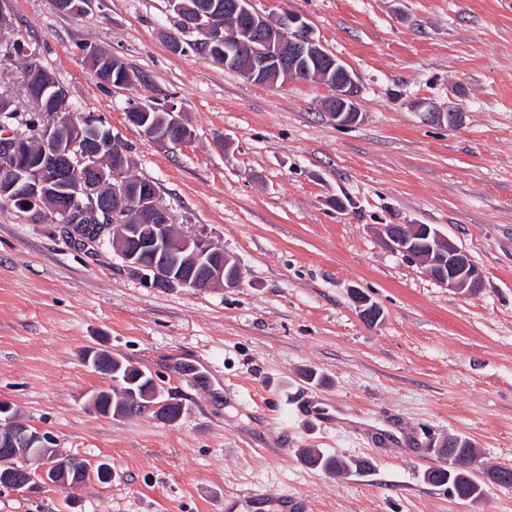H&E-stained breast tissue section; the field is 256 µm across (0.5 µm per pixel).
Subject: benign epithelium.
Segmentation results:
<instances>
[{"instance_id":"obj_1","label":"benign epithelium","mask_w":512,"mask_h":512,"mask_svg":"<svg viewBox=\"0 0 512 512\" xmlns=\"http://www.w3.org/2000/svg\"><path fill=\"white\" fill-rule=\"evenodd\" d=\"M177 4L187 30L199 33L212 43L224 41V53L215 57L220 65L229 63L236 53L246 48L248 57L241 74L257 84H275L296 80L302 73L316 82L329 86L333 94L327 99V112L339 126L359 121L357 84L349 69L313 37L308 24L289 11L283 12L274 23L249 8L251 0H229L224 10L195 9L184 13L183 3ZM148 112H130L127 120L143 134L166 147H183L191 139L188 127L173 110L163 125L149 121ZM426 122L455 126L459 113L450 109L441 112L429 109L423 113ZM73 130L66 149L70 172L59 174V168L23 169L18 160L24 147V136L4 128L0 134V171L11 174L3 194L63 195L68 199L65 208L42 207L29 211L34 224H55L65 238L84 239V225H95L98 237L108 240L112 250L125 266L137 272L152 288L206 289L215 285L236 288L241 283L237 260L200 236L175 230L170 213L159 205L158 195L140 193L123 181L127 150L123 141L111 134L107 140L88 139L83 133L62 120L38 128L35 137L46 143L67 130ZM112 155V167L100 164L101 154ZM112 183V197L106 198L103 185ZM382 236L391 249L425 267L429 276L442 286L465 294L481 288L482 277L468 255L449 237L428 224H410L403 231L391 225L382 229ZM170 252L174 265L166 270L144 261L152 252ZM360 317L368 323L381 318L380 308L370 299L357 297ZM112 371V354L94 347L87 352L86 361ZM51 451L49 438L31 430L10 416L0 421V462L29 456L44 458ZM96 463L80 461L70 469L54 463L48 467H25L22 476L14 481L13 489L34 492L46 486L76 484L80 475Z\"/></svg>"}]
</instances>
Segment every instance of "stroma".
<instances>
[{
	"mask_svg": "<svg viewBox=\"0 0 512 512\" xmlns=\"http://www.w3.org/2000/svg\"><path fill=\"white\" fill-rule=\"evenodd\" d=\"M297 14L354 74L359 122L324 109L311 81L254 83L212 59L172 53L168 0H0V43H21L80 113L127 145L178 231L234 256L239 287L155 289L108 244L74 246L53 224L0 206V399L60 453L108 463L112 480L18 492L0 512H217L251 490L306 512H512V486L462 500L425 478L435 448L468 438L483 468L512 465V0H251ZM123 61L115 88L80 46ZM133 103L174 106L192 138L162 146L128 123ZM452 108L454 127L424 121ZM386 224H429L482 274L461 294L387 248ZM382 316L369 324L355 293ZM98 346L151 372L186 414L103 416L111 378L80 352ZM321 383L308 381V372ZM342 404V421L303 401ZM302 448L369 472L332 475Z\"/></svg>",
	"mask_w": 512,
	"mask_h": 512,
	"instance_id": "1",
	"label": "stroma"
}]
</instances>
